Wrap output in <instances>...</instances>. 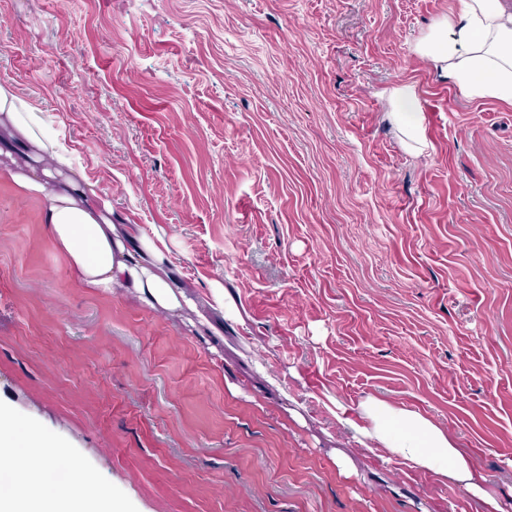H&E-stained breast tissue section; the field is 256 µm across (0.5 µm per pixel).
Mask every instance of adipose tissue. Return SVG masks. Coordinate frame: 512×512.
Wrapping results in <instances>:
<instances>
[{"label":"adipose tissue","instance_id":"obj_1","mask_svg":"<svg viewBox=\"0 0 512 512\" xmlns=\"http://www.w3.org/2000/svg\"><path fill=\"white\" fill-rule=\"evenodd\" d=\"M414 51L469 98L512 107V0H457L420 36ZM388 115L405 136L406 149L422 154L427 143L412 86L391 91ZM0 180L13 184L22 197L42 201L54 246L85 287L105 293L128 288L149 307L181 308L185 295L167 272L166 233L116 226L110 201L9 80L0 81ZM360 409L367 423L357 434L385 449L389 460L460 485L488 512H501L446 428L373 397ZM66 454L59 442L35 429L18 432L12 415L0 410V468L11 476L0 483V512H113L111 496L83 467L71 468L67 486L49 484Z\"/></svg>","mask_w":512,"mask_h":512}]
</instances>
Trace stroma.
Here are the masks:
<instances>
[{
  "label": "stroma",
  "mask_w": 512,
  "mask_h": 512,
  "mask_svg": "<svg viewBox=\"0 0 512 512\" xmlns=\"http://www.w3.org/2000/svg\"><path fill=\"white\" fill-rule=\"evenodd\" d=\"M454 2L0 0V81L121 223L173 237L194 301L85 288L0 182L18 429L123 512H484L337 423L374 397L445 427L512 512V107L413 51ZM401 83L418 156L386 116ZM388 115L398 130L407 138L406 149L415 155L422 154L427 143L422 136L418 97L412 86L394 88L388 97Z\"/></svg>",
  "instance_id": "1"
}]
</instances>
